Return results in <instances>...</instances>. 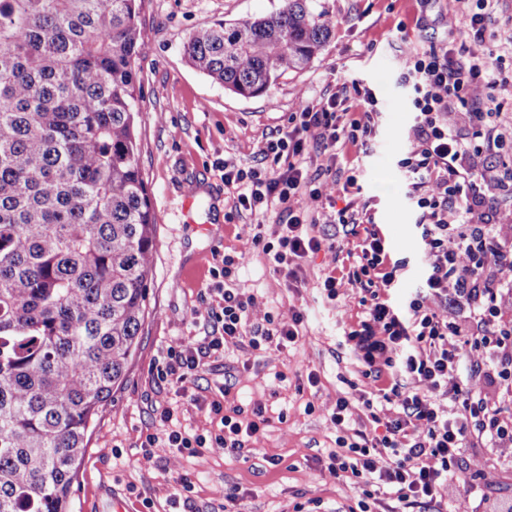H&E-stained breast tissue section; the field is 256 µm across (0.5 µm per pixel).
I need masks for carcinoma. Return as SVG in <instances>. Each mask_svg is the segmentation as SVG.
Here are the masks:
<instances>
[{"instance_id": "carcinoma-1", "label": "carcinoma", "mask_w": 512, "mask_h": 512, "mask_svg": "<svg viewBox=\"0 0 512 512\" xmlns=\"http://www.w3.org/2000/svg\"><path fill=\"white\" fill-rule=\"evenodd\" d=\"M143 0H0V512H71L88 430L140 343L156 219L134 136ZM309 0L193 31L245 97L321 52Z\"/></svg>"}]
</instances>
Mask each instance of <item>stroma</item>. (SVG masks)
Here are the masks:
<instances>
[{
    "label": "stroma",
    "instance_id": "35a3bbf8",
    "mask_svg": "<svg viewBox=\"0 0 512 512\" xmlns=\"http://www.w3.org/2000/svg\"><path fill=\"white\" fill-rule=\"evenodd\" d=\"M311 5L336 23L322 52L304 70L280 78L267 94L244 98L194 69L184 56V44L202 26L276 13L282 0L143 2L138 27L147 49L135 62V131L156 217L150 311L123 381L89 430L72 512H113L116 499L125 512H293L295 504L308 500L320 501L321 512H336L354 502L353 490L322 463L336 438L330 417L339 394L348 392L352 381L358 392L374 390L361 377L355 357L338 346L344 328L361 312L346 278L347 252L324 249L307 258L304 287H288L284 275L251 242L257 233L271 238L279 210L269 211L262 226H255L253 216L233 208L232 192L216 164L230 159L245 168H272L262 149L286 128L289 116L358 80L378 99L375 143L364 154L345 150L333 162L315 151L308 154L310 175L338 182L315 215L321 231L334 234L329 219L343 196L341 184L357 174L358 209L379 226L392 259L404 262V277L416 278L428 255L419 215L404 196L396 167L397 159L412 148L410 95L396 79L406 47L423 52L464 41L469 5L467 0H431L423 31L412 24L418 13L413 0H311ZM494 30L497 49L505 56V81L497 91L500 110L491 121L507 132L512 130V0H499ZM217 252L243 259L237 287L254 298L251 324H263L269 312L283 325L297 310L307 319L297 344L270 348L255 360L245 349L229 348L223 357L210 359L181 392L158 379L156 365L170 346L211 332L208 314L217 294L210 270ZM329 272L338 279V297L332 302L318 290ZM312 373L318 377L314 386L308 382ZM227 382L242 403L262 402L286 416L271 422L256 451L242 457L205 448L190 456L159 448L144 457L140 443L145 435L166 430L157 417L159 407L177 408L183 425L209 428L207 413L186 396L218 397ZM464 467L479 477L487 494L456 487L452 497L459 512H491L494 505L512 500V447L465 449ZM181 474L189 475L195 487L188 501L176 503L173 479ZM233 491L238 498L231 503L227 496Z\"/></svg>",
    "mask_w": 512,
    "mask_h": 512
}]
</instances>
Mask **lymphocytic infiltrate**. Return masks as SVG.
<instances>
[{
    "instance_id": "f902f5d3",
    "label": "lymphocytic infiltrate",
    "mask_w": 512,
    "mask_h": 512,
    "mask_svg": "<svg viewBox=\"0 0 512 512\" xmlns=\"http://www.w3.org/2000/svg\"><path fill=\"white\" fill-rule=\"evenodd\" d=\"M498 0H477L470 13L467 38L461 45L421 52L409 50L399 83L411 93L412 150L397 166L406 185L405 197L418 212L421 238L429 251L422 284L408 289L401 306L387 294L397 287L399 263L393 262L377 225H365L353 202L334 212V224L359 236L347 273L359 295L361 316L346 328L343 345L361 364V374L376 387L375 398L362 404L371 422L383 425V434L350 430L352 405L339 397L331 421L336 446L329 449L327 469L348 482L358 495L348 512H450L449 490L458 483L480 492L466 474L463 454L468 448L512 445V416L473 392L468 381L486 377L512 401V327L507 326L501 302L512 294V242L499 239L497 226L506 212L494 182L481 172L482 156L491 149L512 148V135L490 122L502 69L495 63V12ZM354 111L342 119L339 97L306 106L293 113L288 127L266 142L265 157L272 169L220 162L225 187L234 191L237 211L262 214L279 207L286 218L273 240L254 235L252 242L268 255L277 271L285 272L289 287L304 285L302 263L322 250L312 206L330 197L327 184L317 182L304 166L310 150L335 152L360 148L370 141L379 120L377 98L371 88L352 82ZM458 115L459 123L449 122ZM284 170H277V163ZM308 204H301V197ZM240 262L227 255L213 276L224 278L220 300L209 313L215 327L201 342L178 344L157 369L160 379L186 384L204 365L220 357L227 344H244L257 356L269 347L297 342L305 320L295 312L291 324H277L266 315L264 328L247 321L249 303L233 289ZM440 301L452 311L440 319L431 305ZM478 352L482 361H471ZM456 386H449V378ZM450 396L455 412H446L440 399ZM191 404L218 420L214 430L190 432L176 424L173 408L159 419L169 427L164 436L146 435L145 455L173 448L194 455L203 448L247 452L270 422L265 406L237 404L231 385H224L211 401L191 397ZM391 465L377 469L378 455Z\"/></svg>"
}]
</instances>
